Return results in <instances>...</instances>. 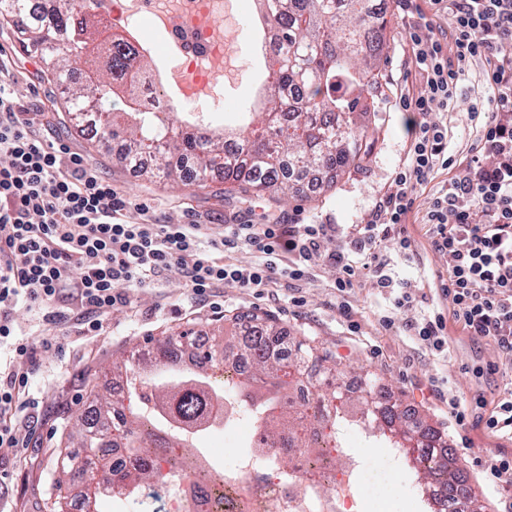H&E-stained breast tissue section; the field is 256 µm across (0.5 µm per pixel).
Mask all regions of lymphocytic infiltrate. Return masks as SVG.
Returning <instances> with one entry per match:
<instances>
[{"label": "lymphocytic infiltrate", "mask_w": 512, "mask_h": 512, "mask_svg": "<svg viewBox=\"0 0 512 512\" xmlns=\"http://www.w3.org/2000/svg\"><path fill=\"white\" fill-rule=\"evenodd\" d=\"M429 2L434 14L447 16L448 27L423 38L433 21L422 12L411 26L418 86L404 100L424 120L379 218L355 226L348 247L333 250L324 247L334 233L329 224H228L221 244L294 255L286 270L292 279L302 277L309 262L328 261L340 271L341 292L365 271L379 287H392L375 245L389 239L399 253L411 251L405 222L415 194L451 164L447 131L429 115L453 98L465 66L481 64L493 95L471 110L486 111L488 119L446 192L433 198L427 222L433 251L448 258L444 292L454 320L469 335L512 353V57L499 51L512 42V0ZM11 69L0 46V341L16 336L11 313L20 304L41 313L45 323L67 320L55 305L65 291L76 296L79 320L98 330L102 316L126 305L130 292L153 287L155 276L172 264L182 268L196 295L226 282L254 290L272 283L274 264L243 268L214 257L206 225L127 220L128 198L78 154L42 138L31 108L10 90ZM28 381V374L0 371V448L18 445L12 410Z\"/></svg>", "instance_id": "1"}]
</instances>
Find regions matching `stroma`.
I'll return each instance as SVG.
<instances>
[{"instance_id":"obj_1","label":"stroma","mask_w":512,"mask_h":512,"mask_svg":"<svg viewBox=\"0 0 512 512\" xmlns=\"http://www.w3.org/2000/svg\"><path fill=\"white\" fill-rule=\"evenodd\" d=\"M387 54L380 63V87L365 123L370 128L371 149L366 158L336 179L325 192L299 184L294 196L273 205L264 197L242 204L225 196L224 185L193 190L182 184L159 181L131 170L112 152L111 139L100 136L93 121H76L63 113V95L42 58L23 54L14 24H0V44L12 51L11 89L15 96L43 113V139L62 144L81 154L87 166L109 179L113 187L133 203L130 220L148 216L157 224H208L220 235L228 224H265L278 218L291 224H332L348 231L367 223L389 192L397 171L406 163L413 128L420 113L407 109L401 96L414 77V61L408 43L411 18L406 0H388ZM225 22L238 29V48L244 60L234 81L225 84L219 116L250 108L260 111L267 92L251 75L250 59L260 45L256 32L262 19L254 0L237 4L224 0ZM490 94L482 68L467 66L456 93L440 119L448 128V152L465 156L479 136L484 114H471L478 99ZM452 170H439L434 180L418 189L407 216L406 228L415 241L414 251L403 255L392 243H380L386 271L395 286L416 296L413 308L392 313L393 293L378 288L372 276H364L351 290L335 288L338 270L319 262L299 281L277 277L263 291L255 292L233 283L213 288L199 298L186 286L179 265L159 273L157 285L132 294L131 302L113 308L99 331L88 333L80 325H49L26 307H17L13 321L18 332L38 346L39 370L30 379L13 421L18 447L1 451L7 461V488L0 493V512H45L44 503L59 476L62 458L59 443L71 429V417L89 408L88 382L111 368L123 352L145 346L188 324L220 326L225 314L237 310L265 312L276 317L282 335L292 340H312L336 350L344 380L369 376L377 379L389 399L419 411L432 426L448 436V444L460 457L469 485L480 495L484 512H501L502 489L491 475L487 461L499 454L512 457V436L490 430L486 421L512 385V354H503L488 341L467 335L460 326L447 323L443 352L422 347L410 336L406 322L435 311L449 313L451 299L441 289L448 259L432 251L426 234V212L433 197L447 189ZM351 306L346 318L343 306ZM394 314L395 323L384 327L382 316ZM456 401L466 413L456 424L448 412ZM354 450L368 462L374 476H387L390 497L385 512H406L408 502L398 474H384L382 451L353 439Z\"/></svg>"}]
</instances>
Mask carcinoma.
Listing matches in <instances>:
<instances>
[{"label":"carcinoma","mask_w":512,"mask_h":512,"mask_svg":"<svg viewBox=\"0 0 512 512\" xmlns=\"http://www.w3.org/2000/svg\"><path fill=\"white\" fill-rule=\"evenodd\" d=\"M385 0H257L267 24L268 47L277 68L272 72L273 94L267 111L255 113L249 132L235 139L208 132V125L193 121L188 131L176 133L168 112L146 110L138 85L146 70V54L123 37L98 40L101 19L95 13L31 12L30 0H0V16L21 15L17 27L20 46L49 57L50 70L63 87L68 113L92 110L106 94L127 97L129 112H101L99 124L114 128L113 152L127 165L151 178L176 180L174 163L192 161L194 173L187 184L206 187L219 176L224 193L241 199L268 193L280 199L297 190L301 177L311 171L336 174L362 160L369 152L368 133L361 122L367 111L366 95L379 80L378 65L386 49ZM65 34L58 47L47 44V27ZM75 71L85 73L81 82L70 81ZM249 338V374L232 383L230 391L238 408L262 420L263 442L288 451V439L300 427L318 430L325 416L311 417L290 404L292 391L310 368L318 389L330 408L331 418L370 417L406 443L419 446L414 472L425 487L444 485L452 491L467 481L463 471L437 461L447 453V437L435 428H416L411 415L395 405L379 410L380 398L372 382L363 388L360 408L336 407V353L318 350L305 341L289 345L278 357L267 339L278 335L275 324L255 315L235 317ZM212 344L197 339L189 329L148 343L147 356L112 366V383L124 384L128 396H137L138 410L122 401L112 408L80 414L68 448H93L106 439H117L129 451V468L116 465L103 453L89 460V481L80 491L81 512H98L101 488L108 484L132 494L153 482L155 460L167 448H192L196 435L214 422L212 408L224 399L210 385L209 371L235 362L239 350L224 345L217 356L219 336ZM49 512H65L70 486L58 480Z\"/></svg>","instance_id":"carcinoma-1"}]
</instances>
